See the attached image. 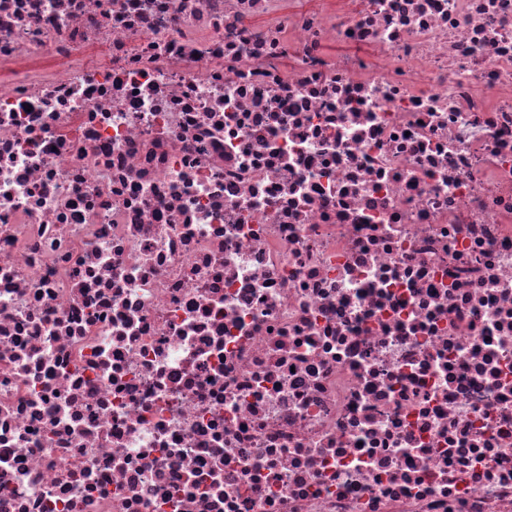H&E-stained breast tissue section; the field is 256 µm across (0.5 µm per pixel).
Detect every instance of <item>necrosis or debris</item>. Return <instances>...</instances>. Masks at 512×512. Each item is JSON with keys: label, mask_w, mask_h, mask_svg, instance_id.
Segmentation results:
<instances>
[{"label": "necrosis or debris", "mask_w": 512, "mask_h": 512, "mask_svg": "<svg viewBox=\"0 0 512 512\" xmlns=\"http://www.w3.org/2000/svg\"><path fill=\"white\" fill-rule=\"evenodd\" d=\"M0 512H512V0H0Z\"/></svg>", "instance_id": "1"}]
</instances>
